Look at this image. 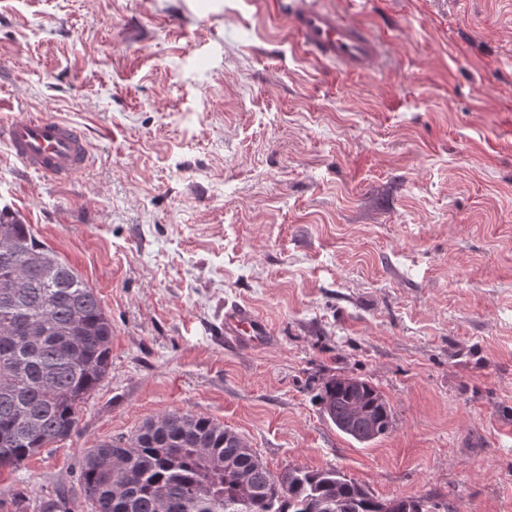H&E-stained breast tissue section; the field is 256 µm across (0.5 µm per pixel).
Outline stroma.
<instances>
[{
    "label": "stroma",
    "instance_id": "stroma-1",
    "mask_svg": "<svg viewBox=\"0 0 512 512\" xmlns=\"http://www.w3.org/2000/svg\"><path fill=\"white\" fill-rule=\"evenodd\" d=\"M383 44L304 53L270 0H0L11 117L76 123L69 183L0 144V209L95 289L107 376L76 433L0 470V512L83 501L87 449L180 410L274 473L428 512H512V0H311ZM272 332L229 347L226 304ZM368 380L391 432L314 401ZM321 411L336 428L358 442H371L388 434L393 427L389 403L377 388L364 379L348 382L341 378L327 381L316 394ZM356 404L360 418L358 425L343 429L345 419L352 416Z\"/></svg>",
    "mask_w": 512,
    "mask_h": 512
}]
</instances>
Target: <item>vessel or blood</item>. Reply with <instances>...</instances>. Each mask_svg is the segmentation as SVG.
<instances>
[{"label":"vessel or blood","mask_w":512,"mask_h":512,"mask_svg":"<svg viewBox=\"0 0 512 512\" xmlns=\"http://www.w3.org/2000/svg\"><path fill=\"white\" fill-rule=\"evenodd\" d=\"M288 10L300 44L309 54L361 72L375 62L378 45L334 11L312 6L309 0H290ZM0 142L25 169L55 182H68L89 164L83 132L74 124L50 117L17 118L0 122ZM225 343L258 346L268 339L263 320L239 303L224 309Z\"/></svg>","instance_id":"obj_1"}]
</instances>
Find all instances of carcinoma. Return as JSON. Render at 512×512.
Instances as JSON below:
<instances>
[{
    "label": "carcinoma",
    "instance_id": "cac0c4a2",
    "mask_svg": "<svg viewBox=\"0 0 512 512\" xmlns=\"http://www.w3.org/2000/svg\"><path fill=\"white\" fill-rule=\"evenodd\" d=\"M0 280L18 284L0 295V468L17 466L69 437L80 404L111 364L112 322L94 288L20 215L0 210ZM340 432L371 442L393 427L389 403L364 379L327 381L316 394ZM357 405L358 425L342 428ZM249 472L246 493L238 475ZM91 512H405L407 498L377 499L334 468L254 467L224 425L179 410L145 421L128 439L89 449L80 470ZM62 496L41 512H76Z\"/></svg>",
    "mask_w": 512,
    "mask_h": 512
}]
</instances>
